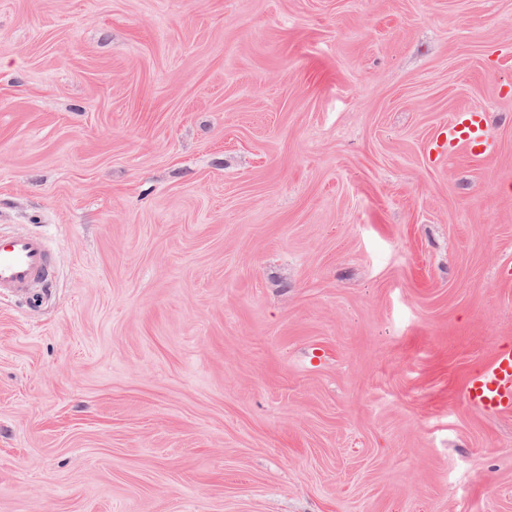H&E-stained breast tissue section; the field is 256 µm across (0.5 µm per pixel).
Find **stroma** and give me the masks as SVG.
Wrapping results in <instances>:
<instances>
[{
  "instance_id": "obj_1",
  "label": "stroma",
  "mask_w": 512,
  "mask_h": 512,
  "mask_svg": "<svg viewBox=\"0 0 512 512\" xmlns=\"http://www.w3.org/2000/svg\"><path fill=\"white\" fill-rule=\"evenodd\" d=\"M0 226V512H512V0H0ZM482 114L481 111L470 109L459 112L429 144V150H460L473 158L487 155L491 144ZM53 275L50 250L42 236L0 233V295H14L33 282L48 283ZM461 394L473 408L486 413H512V348L500 349L492 359L464 380Z\"/></svg>"
}]
</instances>
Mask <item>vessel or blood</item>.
<instances>
[{
  "instance_id": "1",
  "label": "vessel or blood",
  "mask_w": 512,
  "mask_h": 512,
  "mask_svg": "<svg viewBox=\"0 0 512 512\" xmlns=\"http://www.w3.org/2000/svg\"><path fill=\"white\" fill-rule=\"evenodd\" d=\"M491 147L483 115L459 112L430 143V150L487 155ZM54 267L46 240L27 232L0 233V295L16 294L34 282L51 281ZM461 394L473 408L497 414L512 413V348L500 349L492 359L464 380Z\"/></svg>"
}]
</instances>
